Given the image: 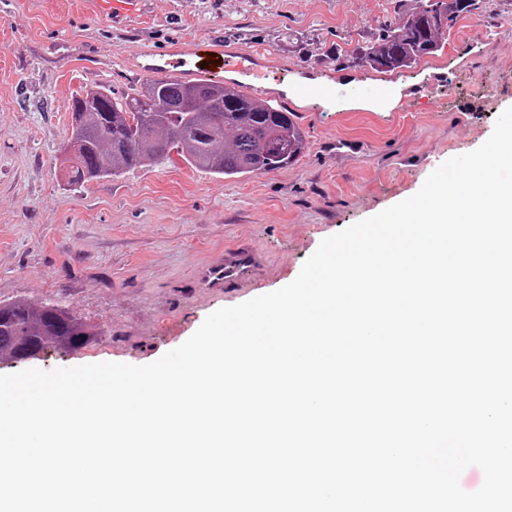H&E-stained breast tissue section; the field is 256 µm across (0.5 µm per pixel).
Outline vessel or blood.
Returning <instances> with one entry per match:
<instances>
[{
    "instance_id": "1",
    "label": "vessel or blood",
    "mask_w": 512,
    "mask_h": 512,
    "mask_svg": "<svg viewBox=\"0 0 512 512\" xmlns=\"http://www.w3.org/2000/svg\"><path fill=\"white\" fill-rule=\"evenodd\" d=\"M140 0H93L97 12L127 18L137 15ZM144 78L159 74L175 75L200 82L210 81L217 73H234L240 76L241 87L253 89L254 85L270 81L281 82V74L262 69L257 52L251 49L224 50L223 46L198 43L192 47L168 51L166 56H149L140 66ZM294 98L317 103L324 107L336 104L338 89L335 78L318 83L301 78L291 84ZM253 256L251 253L230 249L220 262L205 266L200 279L205 288L220 291L226 288L246 286L251 279Z\"/></svg>"
}]
</instances>
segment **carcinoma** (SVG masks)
Wrapping results in <instances>:
<instances>
[{"instance_id": "1", "label": "carcinoma", "mask_w": 512, "mask_h": 512, "mask_svg": "<svg viewBox=\"0 0 512 512\" xmlns=\"http://www.w3.org/2000/svg\"><path fill=\"white\" fill-rule=\"evenodd\" d=\"M469 7L462 0H420L418 10L381 27L349 58L376 72L411 68L442 49L443 35ZM77 110L81 120L68 141L78 162L64 167L70 185L149 166L173 152L219 177L269 173L296 163L306 149L305 134L290 113L227 86L178 83L167 76L126 96L98 86L74 99L71 111ZM93 336L57 304L0 302V362Z\"/></svg>"}]
</instances>
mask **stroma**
Instances as JSON below:
<instances>
[{
  "mask_svg": "<svg viewBox=\"0 0 512 512\" xmlns=\"http://www.w3.org/2000/svg\"><path fill=\"white\" fill-rule=\"evenodd\" d=\"M418 0H145L116 22L90 0H0V301L57 303L96 333L84 348L0 363V375L100 362L145 365L183 344L212 312L274 292L320 242L419 191L472 152L512 107V0H473L436 55L381 74L340 49L371 41ZM260 51L267 70L318 81L341 99L292 103L304 156L288 168L220 178L179 156L70 185L58 152L85 89H140L150 52L196 41ZM434 73L438 102L369 108L384 80ZM244 245L250 287L213 292L197 270Z\"/></svg>",
  "mask_w": 512,
  "mask_h": 512,
  "instance_id": "obj_1",
  "label": "stroma"
}]
</instances>
